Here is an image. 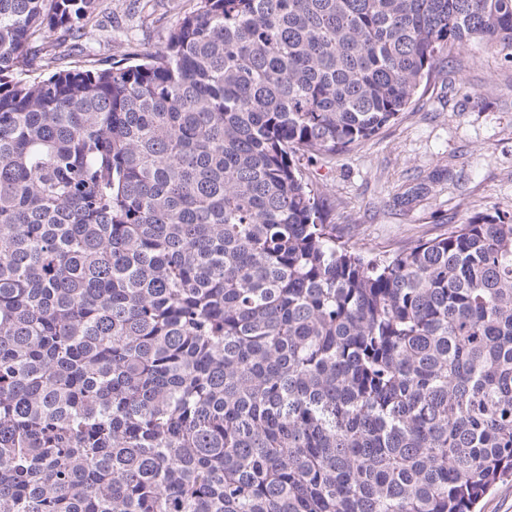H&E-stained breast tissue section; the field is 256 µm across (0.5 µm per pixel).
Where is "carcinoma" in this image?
<instances>
[{
	"instance_id": "cac0c4a2",
	"label": "carcinoma",
	"mask_w": 512,
	"mask_h": 512,
	"mask_svg": "<svg viewBox=\"0 0 512 512\" xmlns=\"http://www.w3.org/2000/svg\"><path fill=\"white\" fill-rule=\"evenodd\" d=\"M102 6L0 0V512H475L512 212L369 259L301 161L511 64L512 0H196L138 62L83 52Z\"/></svg>"
}]
</instances>
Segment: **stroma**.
<instances>
[{
  "label": "stroma",
  "mask_w": 512,
  "mask_h": 512,
  "mask_svg": "<svg viewBox=\"0 0 512 512\" xmlns=\"http://www.w3.org/2000/svg\"><path fill=\"white\" fill-rule=\"evenodd\" d=\"M175 0H112L85 42L121 58L156 50L179 14ZM325 193L324 217L340 240L377 259L447 233L478 212L512 210V66L469 43L409 108L350 151L303 163ZM410 205L397 197L419 184Z\"/></svg>",
  "instance_id": "stroma-1"
}]
</instances>
